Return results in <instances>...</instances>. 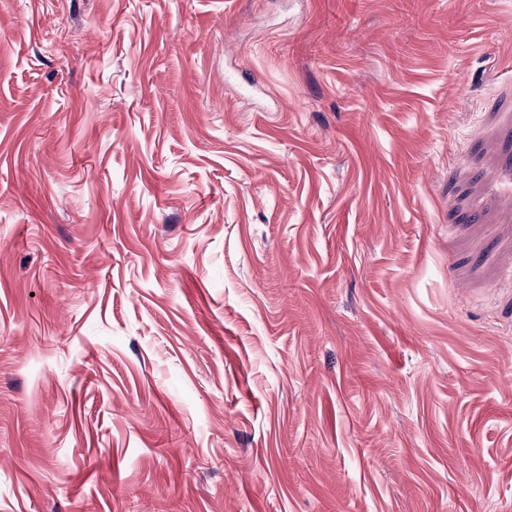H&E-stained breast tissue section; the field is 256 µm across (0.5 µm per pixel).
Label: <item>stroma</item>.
Instances as JSON below:
<instances>
[{
    "label": "stroma",
    "instance_id": "obj_1",
    "mask_svg": "<svg viewBox=\"0 0 512 512\" xmlns=\"http://www.w3.org/2000/svg\"><path fill=\"white\" fill-rule=\"evenodd\" d=\"M0 512H512V0H0Z\"/></svg>",
    "mask_w": 512,
    "mask_h": 512
}]
</instances>
